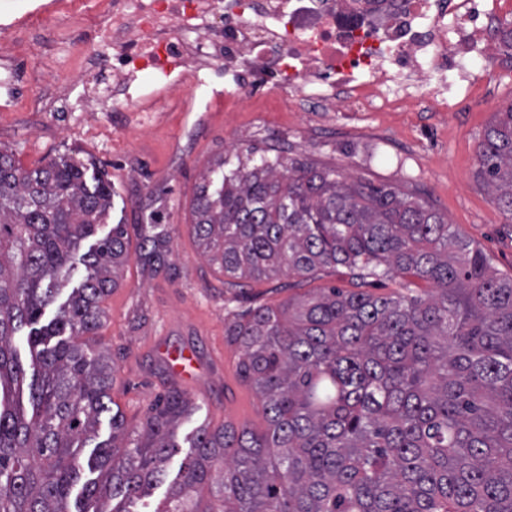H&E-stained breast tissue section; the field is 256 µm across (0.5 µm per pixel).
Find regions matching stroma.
<instances>
[{
    "label": "stroma",
    "mask_w": 512,
    "mask_h": 512,
    "mask_svg": "<svg viewBox=\"0 0 512 512\" xmlns=\"http://www.w3.org/2000/svg\"><path fill=\"white\" fill-rule=\"evenodd\" d=\"M46 0H11L0 21L24 18L16 31L0 30V74L10 76L0 98V146L31 169L59 155H75L108 173L114 187L107 234L123 223L137 249L150 220L168 225L170 252L153 270L137 257L118 271L119 286L106 298L97 339L115 369L110 396L129 425L139 424L154 399L176 385L158 349L191 345L208 363L195 382L177 384L198 404L178 429L247 425L266 421L242 380L240 349L224 339L227 312L276 306L317 288L397 292V282L370 278L359 284L342 266L313 278L285 275L226 292L224 276L202 254L189 227L197 186L221 159H235L248 145L284 151L320 168H333L379 185L388 184L431 203L470 238L503 276L512 275V219L492 201L477 174V146L495 112L512 104V80L485 84L486 104L473 112H298L287 91L258 95L241 112L224 109V82L194 91V111L167 102L160 112H40L64 78L95 52L84 35L92 29L98 0H76L74 19L42 11Z\"/></svg>",
    "instance_id": "stroma-1"
}]
</instances>
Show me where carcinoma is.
<instances>
[{"label":"carcinoma","mask_w":512,"mask_h":512,"mask_svg":"<svg viewBox=\"0 0 512 512\" xmlns=\"http://www.w3.org/2000/svg\"><path fill=\"white\" fill-rule=\"evenodd\" d=\"M477 162L512 216V106L493 114ZM112 196L94 164L59 156L25 170L0 148V512H141L182 448L180 422L200 410L171 388L130 430L108 405L114 369L92 336L130 258L125 225L79 250ZM193 213L230 290L344 265L362 282L411 277L433 291L319 288L227 314L224 339L268 427H198L156 512H512V277L428 201L254 146L218 163ZM169 239L150 225L138 259L160 266ZM77 260L82 280L59 303ZM108 413L112 439L96 443ZM78 484L90 506L73 511Z\"/></svg>","instance_id":"cac0c4a2"}]
</instances>
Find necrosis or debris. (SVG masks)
Masks as SVG:
<instances>
[{"instance_id": "necrosis-or-debris-1", "label": "necrosis or debris", "mask_w": 512, "mask_h": 512, "mask_svg": "<svg viewBox=\"0 0 512 512\" xmlns=\"http://www.w3.org/2000/svg\"><path fill=\"white\" fill-rule=\"evenodd\" d=\"M512 0H101L99 89L67 111L156 112L205 78L288 90L301 112H468Z\"/></svg>"}]
</instances>
